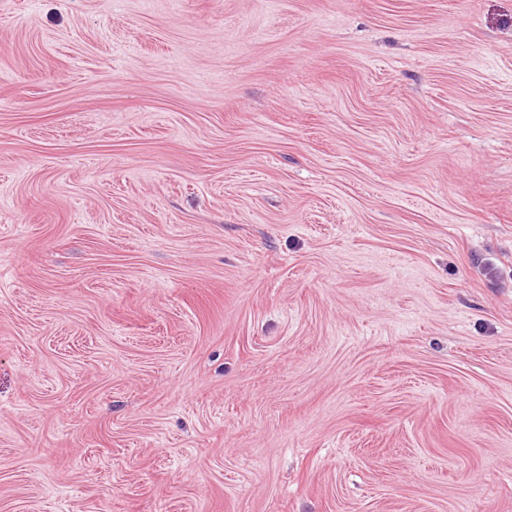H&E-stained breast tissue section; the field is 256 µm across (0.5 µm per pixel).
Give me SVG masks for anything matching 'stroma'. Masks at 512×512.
<instances>
[{
	"instance_id": "obj_1",
	"label": "stroma",
	"mask_w": 512,
	"mask_h": 512,
	"mask_svg": "<svg viewBox=\"0 0 512 512\" xmlns=\"http://www.w3.org/2000/svg\"><path fill=\"white\" fill-rule=\"evenodd\" d=\"M0 512H512V0H0Z\"/></svg>"
}]
</instances>
